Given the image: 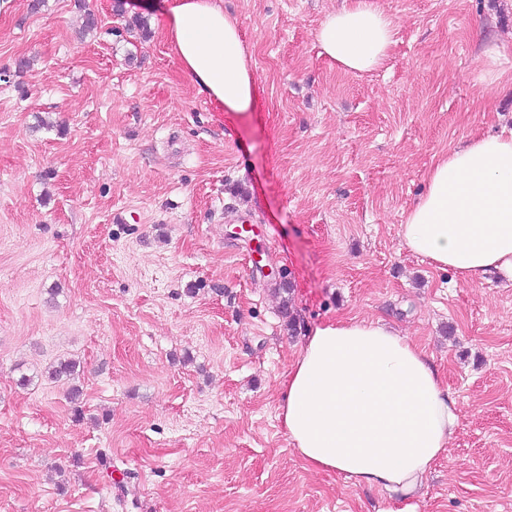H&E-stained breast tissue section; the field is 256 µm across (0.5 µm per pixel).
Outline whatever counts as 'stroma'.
Segmentation results:
<instances>
[{"label":"stroma","instance_id":"35a3bbf8","mask_svg":"<svg viewBox=\"0 0 512 512\" xmlns=\"http://www.w3.org/2000/svg\"><path fill=\"white\" fill-rule=\"evenodd\" d=\"M31 2L0 0V512H399L279 417L346 317L423 347L457 402L415 512H512V286L400 235L434 160L512 129V0H378L395 43L366 73L315 40L343 0H224L244 113L184 76L168 0Z\"/></svg>","mask_w":512,"mask_h":512}]
</instances>
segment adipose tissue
Wrapping results in <instances>:
<instances>
[{
    "label": "adipose tissue",
    "mask_w": 512,
    "mask_h": 512,
    "mask_svg": "<svg viewBox=\"0 0 512 512\" xmlns=\"http://www.w3.org/2000/svg\"><path fill=\"white\" fill-rule=\"evenodd\" d=\"M162 24L199 92L224 111L253 110V67L222 0H172ZM393 36L392 19L373 0H344L316 41L343 68L367 72L387 58ZM401 236L440 269L512 284V130L470 137L437 158ZM285 386L280 416L310 468L404 499L417 495L459 424L424 350L379 320L316 327Z\"/></svg>",
    "instance_id": "1"
}]
</instances>
